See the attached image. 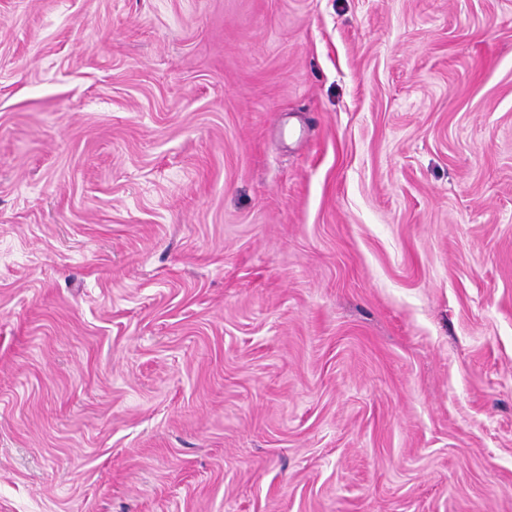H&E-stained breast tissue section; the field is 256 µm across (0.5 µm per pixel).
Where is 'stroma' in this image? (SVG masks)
<instances>
[{
  "mask_svg": "<svg viewBox=\"0 0 512 512\" xmlns=\"http://www.w3.org/2000/svg\"><path fill=\"white\" fill-rule=\"evenodd\" d=\"M0 512H512V0H0Z\"/></svg>",
  "mask_w": 512,
  "mask_h": 512,
  "instance_id": "1",
  "label": "stroma"
}]
</instances>
